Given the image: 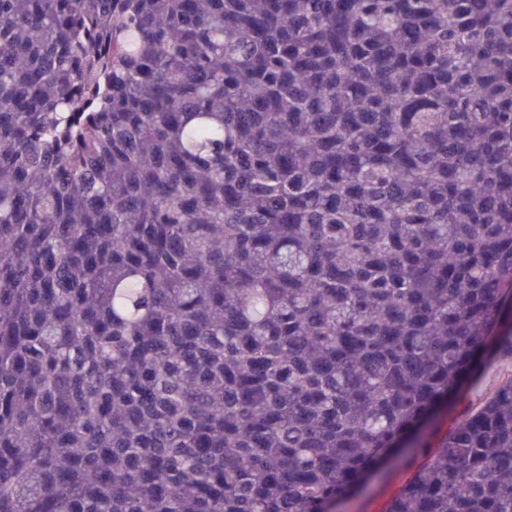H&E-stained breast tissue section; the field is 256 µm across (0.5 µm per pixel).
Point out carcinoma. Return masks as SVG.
I'll list each match as a JSON object with an SVG mask.
<instances>
[{"mask_svg":"<svg viewBox=\"0 0 512 512\" xmlns=\"http://www.w3.org/2000/svg\"><path fill=\"white\" fill-rule=\"evenodd\" d=\"M512 0H0V512H512ZM510 375H512V359L510 357L503 356L488 363L480 377L460 395L457 404L453 408L440 412L433 426L432 442L439 435L445 433L464 411L480 406L495 387ZM410 462H387L357 495L348 499L341 512H384L391 497L411 476Z\"/></svg>","mask_w":512,"mask_h":512,"instance_id":"1","label":"carcinoma"}]
</instances>
